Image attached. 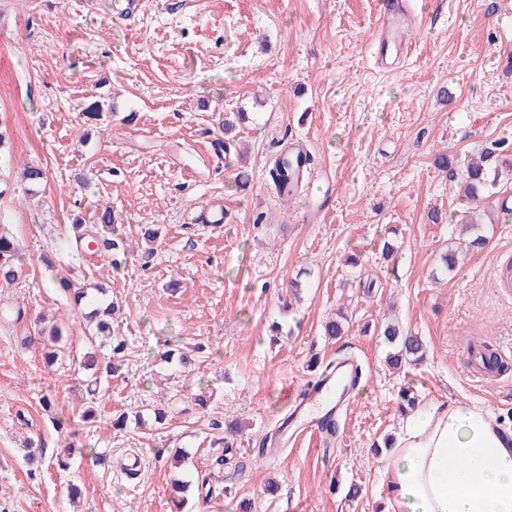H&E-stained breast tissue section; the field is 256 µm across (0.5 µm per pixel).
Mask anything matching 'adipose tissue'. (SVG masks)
<instances>
[{
    "instance_id": "ef3b65f1",
    "label": "adipose tissue",
    "mask_w": 512,
    "mask_h": 512,
    "mask_svg": "<svg viewBox=\"0 0 512 512\" xmlns=\"http://www.w3.org/2000/svg\"><path fill=\"white\" fill-rule=\"evenodd\" d=\"M385 474L383 512H512V429L473 405L415 409Z\"/></svg>"
}]
</instances>
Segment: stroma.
Returning <instances> with one entry per match:
<instances>
[{
  "label": "stroma",
  "instance_id": "obj_1",
  "mask_svg": "<svg viewBox=\"0 0 512 512\" xmlns=\"http://www.w3.org/2000/svg\"><path fill=\"white\" fill-rule=\"evenodd\" d=\"M378 3L147 0L129 20L118 0H0V232L19 254L0 279V512H380L403 390L512 429V294L497 286L512 266V176L481 203L484 250L450 272L469 203L436 163L501 141L512 157V0H410L412 46L389 65ZM101 97L112 117L81 124ZM221 117L236 123L224 157L211 148ZM291 142L314 169L286 199L268 165ZM209 202L223 228L196 223ZM104 206L130 249L116 269L71 244L74 219L96 223ZM63 276L103 285L116 307L122 369L93 392L91 327ZM339 311L347 330L331 340L322 325ZM393 319L426 349L399 373L379 334ZM485 344L502 372H474ZM343 359L362 376L336 433L302 431L290 393L315 382L311 361Z\"/></svg>",
  "mask_w": 512,
  "mask_h": 512
}]
</instances>
